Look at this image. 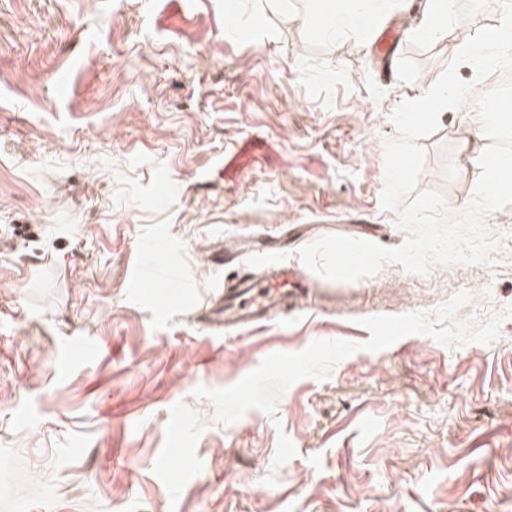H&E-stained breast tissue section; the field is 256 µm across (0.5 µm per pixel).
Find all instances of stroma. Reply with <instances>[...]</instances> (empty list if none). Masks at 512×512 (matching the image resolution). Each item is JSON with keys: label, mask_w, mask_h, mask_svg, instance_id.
<instances>
[{"label": "stroma", "mask_w": 512, "mask_h": 512, "mask_svg": "<svg viewBox=\"0 0 512 512\" xmlns=\"http://www.w3.org/2000/svg\"><path fill=\"white\" fill-rule=\"evenodd\" d=\"M225 1L0 0V512H512V318L490 345L357 352L273 418L216 427L193 396L276 352L366 341L364 317L463 289L472 314L512 304L510 205L486 218L509 240L484 263L390 265L251 331L207 314L322 236L404 241L380 203L389 116L499 23L497 0H457L438 39L414 33L425 0H379L370 27L333 35L332 0ZM475 120L445 110L420 140L419 186L455 210L481 172L460 154ZM179 401L208 427L174 503L152 468ZM281 430L297 454L276 468Z\"/></svg>", "instance_id": "obj_1"}]
</instances>
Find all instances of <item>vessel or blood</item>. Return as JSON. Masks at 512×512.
Returning a JSON list of instances; mask_svg holds the SVG:
<instances>
[{
	"mask_svg": "<svg viewBox=\"0 0 512 512\" xmlns=\"http://www.w3.org/2000/svg\"><path fill=\"white\" fill-rule=\"evenodd\" d=\"M316 282L299 266L280 262L271 265L261 279L238 278L224 303L214 311L228 329H250L277 316H287L299 301L311 295Z\"/></svg>",
	"mask_w": 512,
	"mask_h": 512,
	"instance_id": "1",
	"label": "vessel or blood"
}]
</instances>
